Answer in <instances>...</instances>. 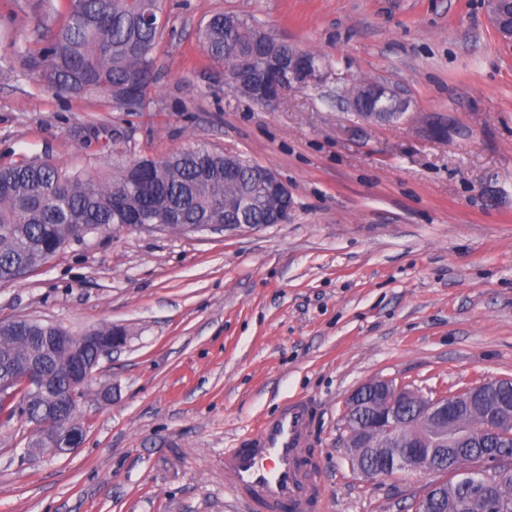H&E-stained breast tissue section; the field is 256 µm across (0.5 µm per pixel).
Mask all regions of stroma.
<instances>
[{
	"label": "stroma",
	"instance_id": "35a3bbf8",
	"mask_svg": "<svg viewBox=\"0 0 512 512\" xmlns=\"http://www.w3.org/2000/svg\"><path fill=\"white\" fill-rule=\"evenodd\" d=\"M66 4L0 0V163L107 178L204 145L276 170L293 210L236 231L89 236L0 283L2 319L127 332L76 448L29 455L32 424L0 417V512H246L224 450L296 394L318 405L326 512H414L431 475L363 476L344 402L376 378L426 394L512 378V46L488 0H166L138 112L57 95L23 67ZM218 12L321 55L327 80L273 108L234 92L198 42ZM366 79L410 111L366 122L343 93Z\"/></svg>",
	"mask_w": 512,
	"mask_h": 512
}]
</instances>
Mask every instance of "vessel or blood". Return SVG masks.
I'll use <instances>...</instances> for the list:
<instances>
[{
    "mask_svg": "<svg viewBox=\"0 0 512 512\" xmlns=\"http://www.w3.org/2000/svg\"><path fill=\"white\" fill-rule=\"evenodd\" d=\"M313 446L314 404L297 398L226 448L224 471L252 512H320Z\"/></svg>",
    "mask_w": 512,
    "mask_h": 512,
    "instance_id": "b4317fda",
    "label": "vessel or blood"
}]
</instances>
